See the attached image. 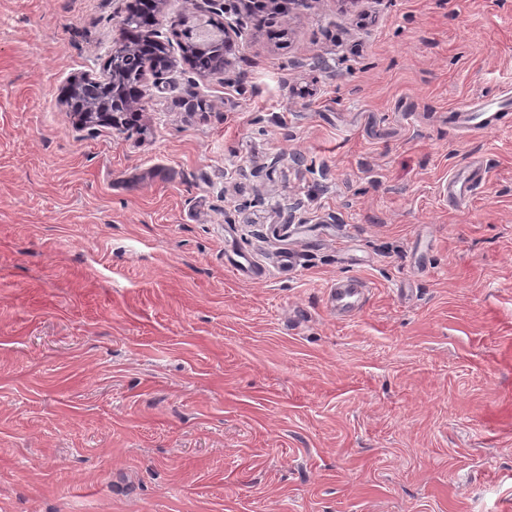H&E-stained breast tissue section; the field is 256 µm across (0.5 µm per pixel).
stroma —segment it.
Instances as JSON below:
<instances>
[{"label": "stroma", "mask_w": 512, "mask_h": 512, "mask_svg": "<svg viewBox=\"0 0 512 512\" xmlns=\"http://www.w3.org/2000/svg\"><path fill=\"white\" fill-rule=\"evenodd\" d=\"M134 2L0 0V512H503L512 111L448 113L512 99V0H313L80 121ZM489 104L467 105L453 112L452 123L469 131H479L488 128L498 121L497 113L490 112ZM483 179L482 168L459 169L448 178V202L457 203L469 198L482 185ZM224 265L235 274L248 275L255 279L267 276L265 269H261L251 257L244 254H233L231 258L226 255ZM366 287L359 279L336 280L329 291L328 301L338 313L360 310L365 302Z\"/></svg>", "instance_id": "obj_1"}]
</instances>
